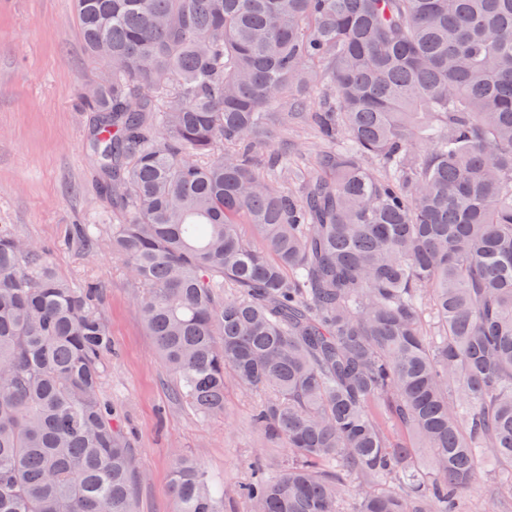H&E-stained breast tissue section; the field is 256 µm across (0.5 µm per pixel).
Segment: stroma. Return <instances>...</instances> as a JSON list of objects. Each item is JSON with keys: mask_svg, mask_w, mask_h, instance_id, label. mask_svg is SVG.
Listing matches in <instances>:
<instances>
[{"mask_svg": "<svg viewBox=\"0 0 512 512\" xmlns=\"http://www.w3.org/2000/svg\"><path fill=\"white\" fill-rule=\"evenodd\" d=\"M100 71L72 0H0V224L48 249L75 287L96 288L94 309L112 336L102 396L144 473L138 512H174V451L228 491L257 472L275 476L286 451L252 426L257 394L229 385L224 417L205 419L172 392L174 376L136 305L143 288L112 254V209L95 185L79 96ZM89 224L90 240H78Z\"/></svg>", "mask_w": 512, "mask_h": 512, "instance_id": "1", "label": "stroma"}]
</instances>
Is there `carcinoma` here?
I'll list each match as a JSON object with an SVG mask.
<instances>
[{
	"instance_id": "obj_1",
	"label": "carcinoma",
	"mask_w": 512,
	"mask_h": 512,
	"mask_svg": "<svg viewBox=\"0 0 512 512\" xmlns=\"http://www.w3.org/2000/svg\"><path fill=\"white\" fill-rule=\"evenodd\" d=\"M74 9L112 64L82 101L155 349L204 418L259 393L287 449L243 512H467L487 458L512 501V0ZM276 127L324 149L287 166ZM95 294L0 225V512H138ZM172 495L222 512L182 454Z\"/></svg>"
}]
</instances>
